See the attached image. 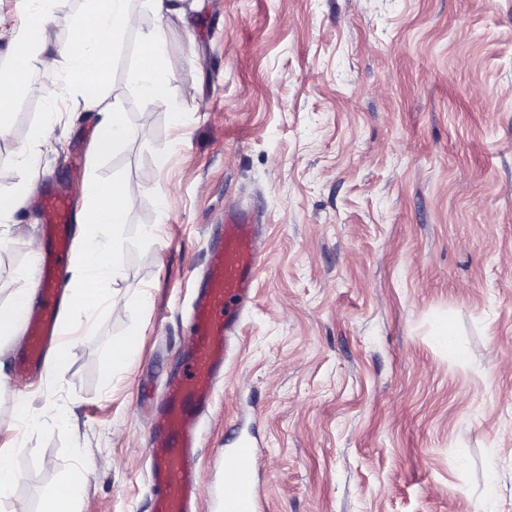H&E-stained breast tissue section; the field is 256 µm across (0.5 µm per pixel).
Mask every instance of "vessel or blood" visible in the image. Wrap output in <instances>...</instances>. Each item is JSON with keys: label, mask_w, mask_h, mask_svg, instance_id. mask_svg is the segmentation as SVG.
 I'll return each mask as SVG.
<instances>
[{"label": "vessel or blood", "mask_w": 512, "mask_h": 512, "mask_svg": "<svg viewBox=\"0 0 512 512\" xmlns=\"http://www.w3.org/2000/svg\"><path fill=\"white\" fill-rule=\"evenodd\" d=\"M45 252L35 261L36 297L23 313L25 344L15 359L17 377L39 371L59 339L61 276L71 250L74 214L68 197L52 189L41 197ZM262 248L250 212L228 211L212 244L191 309V334L182 371L166 380L150 422L152 512H195V468L200 421L230 359L244 311L254 300ZM259 458L239 442L224 458L222 512H260Z\"/></svg>", "instance_id": "obj_1"}]
</instances>
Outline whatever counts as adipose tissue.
I'll use <instances>...</instances> for the list:
<instances>
[{
	"label": "adipose tissue",
	"mask_w": 512,
	"mask_h": 512,
	"mask_svg": "<svg viewBox=\"0 0 512 512\" xmlns=\"http://www.w3.org/2000/svg\"><path fill=\"white\" fill-rule=\"evenodd\" d=\"M154 16L152 25H144L139 14L129 6V0H95L82 27V45L74 49L57 43L46 5L48 0H22L27 12L26 25L14 33L12 42L21 47L10 66L0 68V102L11 98L22 85L21 76L31 65L48 70L70 68V87L75 106L88 110L99 109L101 120L99 134L86 147L89 158H96L118 148L129 136L124 112L119 109L99 108L98 102L109 75L101 56L102 48H114L117 38L126 31H137L141 37V62L135 81L140 98L164 107L172 117H179L180 103L171 93L172 78L163 67L160 56L165 34V24L173 12L172 0H149ZM56 114H49L46 125L35 127L31 144L24 149L15 172L0 168V179L16 175L12 193L0 198V222L26 202L34 183L30 176L38 148L45 138L47 124L55 123ZM141 191L139 184L128 180L109 183L93 181L81 190L84 200V223L95 232L83 242L84 257L77 263L80 288L71 297L73 319L88 317L90 304H99L109 310L115 304L110 289L121 270L112 258L111 231L124 223L129 201ZM92 284V291H85V284Z\"/></svg>",
	"instance_id": "1"
}]
</instances>
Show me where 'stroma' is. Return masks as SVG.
<instances>
[{"label": "stroma", "mask_w": 512, "mask_h": 512, "mask_svg": "<svg viewBox=\"0 0 512 512\" xmlns=\"http://www.w3.org/2000/svg\"><path fill=\"white\" fill-rule=\"evenodd\" d=\"M87 8L52 0L62 43L78 45ZM139 61L125 33L102 104L131 134L94 164L74 169V147L98 117L58 72L30 71L0 135L8 167L62 113L32 176L74 212L87 180L143 187L115 232L128 307L73 327L59 375L16 383L0 345L16 498L41 512L72 473L90 512H151L137 401L181 369L213 229L240 206L258 212L263 261L202 424V512H221L233 424L262 446L266 512H482L491 476L512 512V0H202L165 29L176 120L139 99ZM38 233L30 206L0 229V307ZM19 391L37 428L14 418Z\"/></svg>", "instance_id": "1"}]
</instances>
